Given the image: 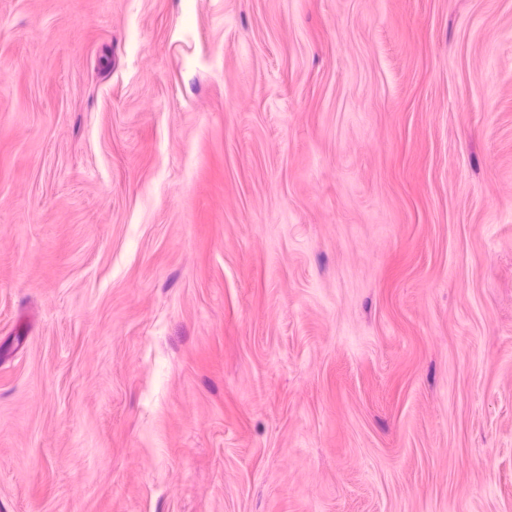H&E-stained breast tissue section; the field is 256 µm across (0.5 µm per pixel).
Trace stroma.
I'll return each mask as SVG.
<instances>
[{"mask_svg": "<svg viewBox=\"0 0 512 512\" xmlns=\"http://www.w3.org/2000/svg\"><path fill=\"white\" fill-rule=\"evenodd\" d=\"M0 512H512V0H0Z\"/></svg>", "mask_w": 512, "mask_h": 512, "instance_id": "35a3bbf8", "label": "stroma"}]
</instances>
